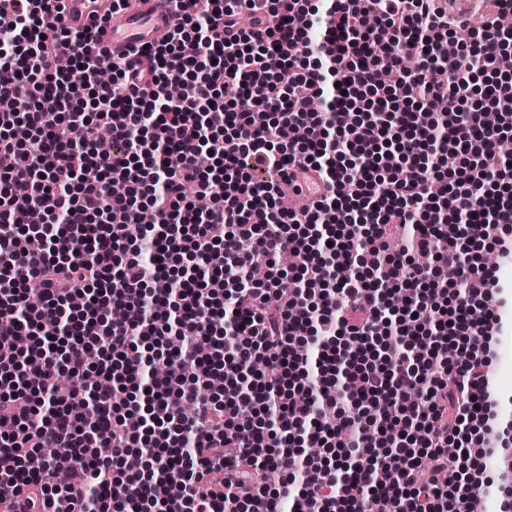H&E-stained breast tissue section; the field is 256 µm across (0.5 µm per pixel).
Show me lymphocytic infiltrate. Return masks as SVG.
Returning <instances> with one entry per match:
<instances>
[{
  "label": "lymphocytic infiltrate",
  "instance_id": "obj_1",
  "mask_svg": "<svg viewBox=\"0 0 512 512\" xmlns=\"http://www.w3.org/2000/svg\"><path fill=\"white\" fill-rule=\"evenodd\" d=\"M480 2L475 28L441 0H180L136 90L49 0H0V512H466L502 443L506 300L476 245L512 258V0ZM258 7L273 23L241 28ZM294 167L327 185L300 211Z\"/></svg>",
  "mask_w": 512,
  "mask_h": 512
}]
</instances>
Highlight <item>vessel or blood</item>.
Instances as JSON below:
<instances>
[{"instance_id":"obj_1","label":"vessel or blood","mask_w":512,"mask_h":512,"mask_svg":"<svg viewBox=\"0 0 512 512\" xmlns=\"http://www.w3.org/2000/svg\"><path fill=\"white\" fill-rule=\"evenodd\" d=\"M113 0H61L63 23L71 31L89 33V53L119 59L126 47L155 49L177 22L173 0H129L114 10Z\"/></svg>"}]
</instances>
